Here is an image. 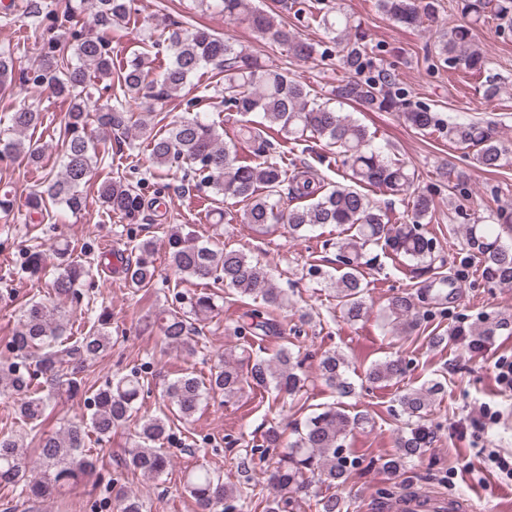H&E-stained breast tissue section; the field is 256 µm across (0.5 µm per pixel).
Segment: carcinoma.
Wrapping results in <instances>:
<instances>
[{"label": "carcinoma", "instance_id": "obj_1", "mask_svg": "<svg viewBox=\"0 0 512 512\" xmlns=\"http://www.w3.org/2000/svg\"><path fill=\"white\" fill-rule=\"evenodd\" d=\"M133 0H79L78 7L89 4L93 27L69 33L61 38L53 31L62 27L58 14L50 10L40 64L25 67L16 64L10 54L0 53V87L36 88L46 86L55 97L69 102L65 114L64 150L60 175L47 180L43 189L28 196L27 207L33 214H43L48 206L59 205L77 214L86 206V185L100 176L104 157L95 140L99 134L126 135L131 127L149 139V159L157 168L183 162L201 176L200 184L217 194L244 203L241 222L255 227L284 224L288 234L301 238L327 224L347 226L349 236L331 243L336 248V268L331 273L319 264L308 268V275L329 281L341 317L349 323L363 320L370 311L366 300L368 282L364 267L374 258V247L417 266L431 268L436 260L438 240L424 231V222L433 218V198L410 192L415 171L393 160L373 145L374 136L366 126L341 115L330 102L311 97L307 87L290 76L286 68H265L257 57L238 48L228 37H220L208 28H188L173 21L167 25L166 52L170 61L160 73L164 94L183 90L200 70L210 66L224 74L222 103L240 116L238 136L254 142L263 154L270 140L279 138L297 143L316 139L347 168L350 184L327 183L310 167L288 171L283 159H266L254 164L237 156L235 144L224 141L215 125L194 112L197 100L187 102L186 115L171 123L163 133H147V121L134 118L131 103L154 96L155 83L149 79L154 61L146 53H135L118 69H112V50L104 32L125 23ZM227 18L244 17L259 37L285 49L289 57L309 62L317 57L336 56L343 76L331 88V99L339 104H356L376 112H397L405 125L419 131L436 132L451 142L475 149L476 161L491 172L512 164V151L498 138L494 129L479 122L449 123L429 107L417 106L407 99L396 77L373 73L375 52L371 40L351 18L341 13H324L318 20L326 41L312 42L277 14L252 6V0H202ZM378 7L389 18L406 27H418L438 14V0H378ZM464 23L440 36L437 58L450 69L461 68L473 75L486 69L488 58L474 40L473 29L494 18L512 27V0H461ZM116 79L119 94L112 95V84L102 87L105 102H90L82 97L89 73ZM98 111L97 129L87 122L90 108ZM259 115L261 120L250 119ZM13 136L0 139V161L24 158L36 163L41 148L21 138L40 123V112L23 105L9 116ZM365 187L391 195L411 198L408 220L391 223L387 214L362 192ZM98 199L107 210L118 213L129 223L138 222L145 207V197L120 176L104 178L98 187ZM464 243L470 257L483 267L489 279L498 285H512V245L501 242L489 224H466ZM154 242L139 239L132 254L121 259L122 273L136 287L150 284L157 276L153 255ZM62 258L61 271L50 284L48 296L30 302L21 312L8 343L9 356L0 361V395L12 398L15 413L24 422L37 427L57 397L78 392V375L96 361L111 344L106 314L97 316V327L70 341L65 338L70 323L69 311L62 305L78 296V285L90 275L91 264L68 261V247L56 249ZM170 268L186 279L203 285L221 282L240 299L250 300L234 332L239 336L263 339L280 333L274 311L285 305L281 289L253 256L239 250L200 244L189 236L172 234L168 239ZM46 266V254L35 245L24 253L22 268L31 276ZM450 278L437 273L427 289L434 292V305L411 292L390 299L387 310L395 329L411 333L437 314L448 297ZM216 308L214 295L192 293L181 310H162L154 314V324L164 345L188 355L195 353V323L204 320ZM504 333L512 334V321L506 318L477 320L466 327L456 325L449 336H465L473 349L491 342ZM408 362L400 356L388 357L370 366L367 377L373 382L399 381ZM321 380L341 397L354 392L347 374V362L338 352L324 353L318 362ZM307 376L299 356L286 347L274 355L247 360L242 368L235 354L229 352L213 366L205 380L186 369L175 374L163 392L168 411L142 419L134 444L126 449L124 469L146 480H155L168 469L170 459L160 444L168 439L171 417L188 420L203 401L222 396L229 402L245 391L299 395ZM141 371L132 369L115 375L94 391L87 400L91 407L88 420L70 422L54 433L34 435L35 464H30L28 445L9 431L0 432V489H10L25 501L46 499L74 482L89 481L97 475V457L86 448L93 434L100 441L112 430L124 425L137 410L144 393ZM445 385L433 378L416 388H406L396 402L406 418L407 431L395 439L396 452L383 466L396 473L420 459L433 442L426 424L433 398ZM372 424L367 414L351 416L340 407L327 405L311 415L294 437L284 440L280 426L269 427L263 443L276 450L272 468L259 476H249L244 489L224 484L223 476L201 463L188 470L183 488L194 500L198 512H243L246 500L255 488L264 484L271 490L266 512H293L300 502L315 499L318 512H348L345 499L338 493L319 497L313 494L317 484L341 487L351 477L359 460L346 448L348 436L356 428ZM114 512H144L143 501L122 486H112Z\"/></svg>", "mask_w": 512, "mask_h": 512}]
</instances>
